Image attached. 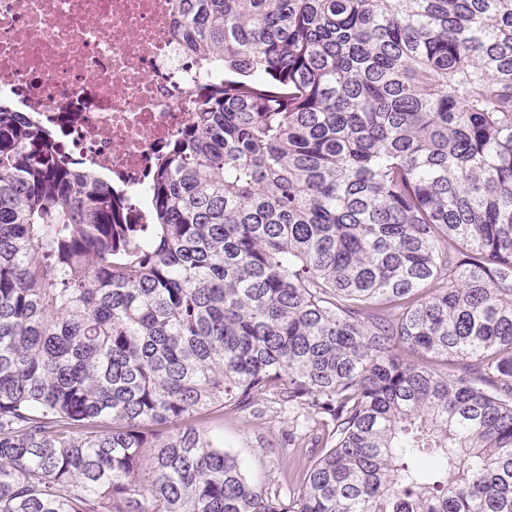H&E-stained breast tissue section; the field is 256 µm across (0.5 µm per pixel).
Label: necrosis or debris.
Returning <instances> with one entry per match:
<instances>
[{
  "instance_id": "1",
  "label": "necrosis or debris",
  "mask_w": 512,
  "mask_h": 512,
  "mask_svg": "<svg viewBox=\"0 0 512 512\" xmlns=\"http://www.w3.org/2000/svg\"><path fill=\"white\" fill-rule=\"evenodd\" d=\"M179 22L174 0H0V97L121 185L138 224L161 150L218 78L198 70Z\"/></svg>"
}]
</instances>
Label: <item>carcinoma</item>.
Masks as SVG:
<instances>
[{
    "label": "carcinoma",
    "mask_w": 512,
    "mask_h": 512,
    "mask_svg": "<svg viewBox=\"0 0 512 512\" xmlns=\"http://www.w3.org/2000/svg\"><path fill=\"white\" fill-rule=\"evenodd\" d=\"M177 8L147 223L0 101V512H512V0ZM269 394L286 496L196 422Z\"/></svg>",
    "instance_id": "obj_1"
}]
</instances>
